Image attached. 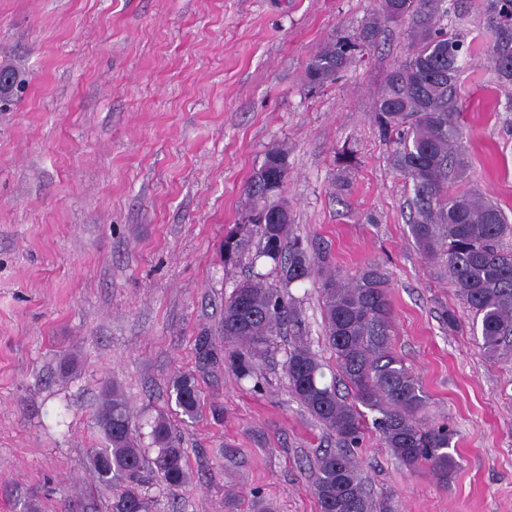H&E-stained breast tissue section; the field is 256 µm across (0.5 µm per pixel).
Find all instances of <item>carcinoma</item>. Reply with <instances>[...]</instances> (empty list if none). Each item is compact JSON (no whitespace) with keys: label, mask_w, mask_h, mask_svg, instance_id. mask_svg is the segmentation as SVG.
<instances>
[{"label":"carcinoma","mask_w":512,"mask_h":512,"mask_svg":"<svg viewBox=\"0 0 512 512\" xmlns=\"http://www.w3.org/2000/svg\"><path fill=\"white\" fill-rule=\"evenodd\" d=\"M446 12L445 0H380V18L331 39L312 54L306 82L317 90L335 80L357 54L376 43L380 20L412 22V52L387 74L374 112L388 138L395 169L413 182L410 232L428 261L448 267L458 297L480 324L482 349L494 357L512 347V251L502 245L512 225L502 209L483 195L451 188L467 169L462 133L454 121L465 36L437 26ZM485 26L491 35L488 59L500 85L508 87L512 85V0H489ZM273 167L288 173L287 150H268L247 181L249 208L242 222L225 233L224 263L242 261L245 237L250 225L257 224L261 238L250 264L269 260L288 286L321 275L326 341L353 400L338 393L336 376L326 380L324 364L305 339L301 310L258 272L239 283L224 302L223 355L203 333L197 342L199 359L210 365L222 358L238 377L251 378L257 360L288 328L291 345L284 362L288 390L336 436L337 447L324 450L311 471L310 490L319 512H391L367 492L352 452L362 441L367 414H372V425L385 446L409 471L426 465L439 474L451 472L456 466L447 452L452 433L424 421L426 395L420 381L393 352L392 304L385 274L369 266L348 283L310 255L294 231L282 189L269 178ZM275 209L276 221L269 218ZM173 389L182 415L193 418L198 409L194 376L178 377ZM94 425L103 447L91 449L90 462L99 484L113 490L112 512H152L154 499L143 476L146 468L169 490L185 484L186 455L168 415L159 413L150 423L151 445L156 449L150 461L142 454L140 435L132 428L118 386L105 392Z\"/></svg>","instance_id":"1"}]
</instances>
